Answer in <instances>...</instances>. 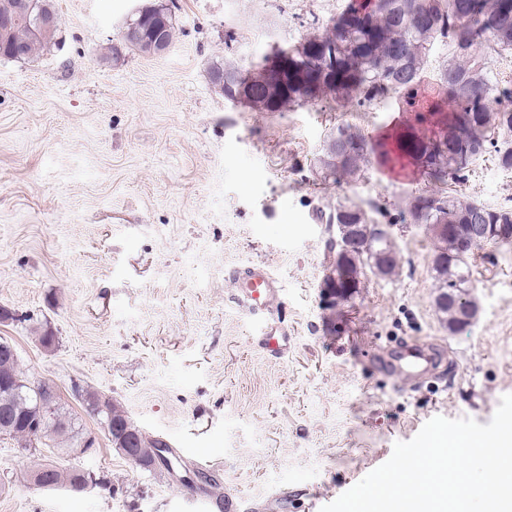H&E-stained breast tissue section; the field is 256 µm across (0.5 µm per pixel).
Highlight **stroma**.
<instances>
[{"label":"stroma","mask_w":512,"mask_h":512,"mask_svg":"<svg viewBox=\"0 0 512 512\" xmlns=\"http://www.w3.org/2000/svg\"><path fill=\"white\" fill-rule=\"evenodd\" d=\"M153 0H54L65 42L36 59L0 58V322L21 370L56 387L88 455L52 456L110 489L45 490L34 460L0 440V512H202L197 491L124 459L71 393L120 402L188 468L209 462L237 512H319L385 463L431 418L489 423L512 393V245L470 258L478 313L452 333L435 307L433 238L391 230L400 270L327 310L321 282L337 202L390 212L427 187L369 165L350 184L320 180L314 158L344 122L376 137L398 100L340 112L332 99L262 112L227 100L213 63L251 66L298 44L347 0H173L176 37L160 56L123 48L121 25ZM120 47L101 63V52ZM512 208V172L480 157L457 186ZM265 263L285 357L258 345L232 272ZM58 338L53 352L37 330ZM443 345L451 362L413 386L378 363L395 340Z\"/></svg>","instance_id":"35a3bbf8"}]
</instances>
